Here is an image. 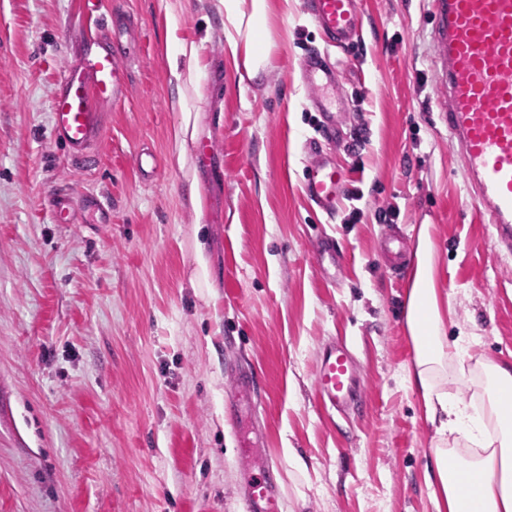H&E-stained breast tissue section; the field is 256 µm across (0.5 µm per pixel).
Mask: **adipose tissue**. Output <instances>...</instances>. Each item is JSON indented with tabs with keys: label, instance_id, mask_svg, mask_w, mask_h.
<instances>
[{
	"label": "adipose tissue",
	"instance_id": "obj_1",
	"mask_svg": "<svg viewBox=\"0 0 512 512\" xmlns=\"http://www.w3.org/2000/svg\"><path fill=\"white\" fill-rule=\"evenodd\" d=\"M224 38L249 74L266 68L275 45L270 17L274 0H223ZM405 322L415 355L406 381L427 419L436 446L427 482L437 512H512V361L473 358L466 337L448 339L444 319L451 312L437 278L433 244L421 229L416 262L406 293ZM476 383L481 402L458 387ZM454 435L465 455L446 447Z\"/></svg>",
	"mask_w": 512,
	"mask_h": 512
}]
</instances>
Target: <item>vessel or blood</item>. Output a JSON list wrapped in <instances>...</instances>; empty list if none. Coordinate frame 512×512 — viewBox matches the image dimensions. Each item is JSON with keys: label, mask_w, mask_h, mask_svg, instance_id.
Instances as JSON below:
<instances>
[{"label": "vessel or blood", "mask_w": 512, "mask_h": 512, "mask_svg": "<svg viewBox=\"0 0 512 512\" xmlns=\"http://www.w3.org/2000/svg\"><path fill=\"white\" fill-rule=\"evenodd\" d=\"M302 10L327 44H348L361 26L360 0H302ZM433 43L431 68L445 95L439 102L448 138L457 146L466 191L476 214L490 224L499 252L512 255V0H431ZM125 49L118 38L85 37L74 59L61 71L51 105L52 140L65 147L72 162L91 163L104 119L127 92ZM301 73L320 116L318 133L336 130V102L327 92L335 72L324 52L309 51ZM303 192L316 213L331 217L344 193L335 164L310 145L303 168ZM110 212L94 196L74 199L56 194L52 216L57 224H79L85 212ZM313 259L327 282L340 271L332 238L320 233ZM315 387L326 412L347 413L365 399L351 349L331 343L319 353ZM282 494L270 472L245 482L242 512H281Z\"/></svg>", "instance_id": "1"}]
</instances>
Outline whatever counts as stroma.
Returning a JSON list of instances; mask_svg holds the SVG:
<instances>
[{
	"label": "stroma",
	"instance_id": "stroma-1",
	"mask_svg": "<svg viewBox=\"0 0 512 512\" xmlns=\"http://www.w3.org/2000/svg\"><path fill=\"white\" fill-rule=\"evenodd\" d=\"M79 2L0 0V512H241L248 467L272 470L283 512H435V427L405 380L410 274L382 265L379 241L430 225L446 334L495 360L512 359V256L467 200L438 117L429 0H362L357 41L331 54L346 114L327 147L347 179L331 219L300 188L318 119L300 61L325 47L301 0L272 17L254 77L226 52L221 0H105L129 83L85 168L50 136L58 76L88 26ZM181 44L195 55L170 66ZM187 116L216 148L212 169L175 144ZM142 151L157 180L138 170ZM55 191L97 196L111 224L53 223ZM320 229L341 261L332 284L309 253ZM332 340L366 386L346 415L315 393ZM241 368L255 393L233 421Z\"/></svg>",
	"mask_w": 512,
	"mask_h": 512
}]
</instances>
